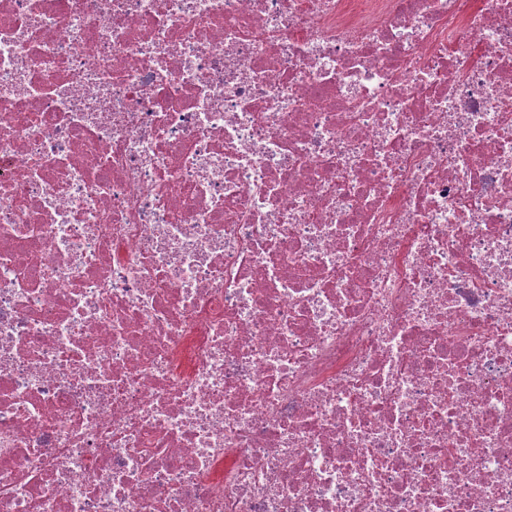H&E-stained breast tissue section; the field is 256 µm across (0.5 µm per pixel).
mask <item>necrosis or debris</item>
I'll list each match as a JSON object with an SVG mask.
<instances>
[{
	"mask_svg": "<svg viewBox=\"0 0 512 512\" xmlns=\"http://www.w3.org/2000/svg\"><path fill=\"white\" fill-rule=\"evenodd\" d=\"M0 512H512V0H0Z\"/></svg>",
	"mask_w": 512,
	"mask_h": 512,
	"instance_id": "1",
	"label": "necrosis or debris"
}]
</instances>
